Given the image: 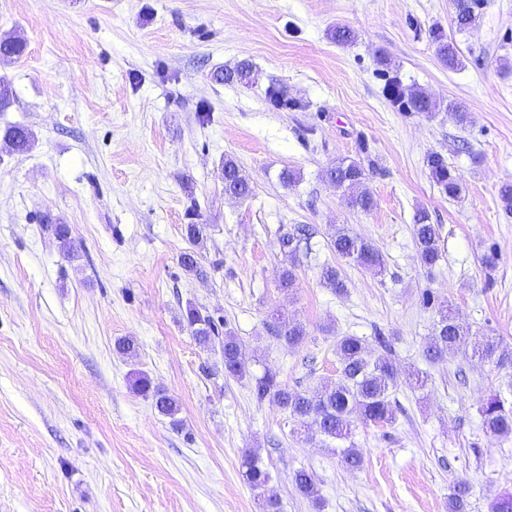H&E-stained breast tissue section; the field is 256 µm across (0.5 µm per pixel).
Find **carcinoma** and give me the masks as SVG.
Wrapping results in <instances>:
<instances>
[{
    "label": "carcinoma",
    "instance_id": "1",
    "mask_svg": "<svg viewBox=\"0 0 512 512\" xmlns=\"http://www.w3.org/2000/svg\"><path fill=\"white\" fill-rule=\"evenodd\" d=\"M453 2L455 27L464 31L476 21L483 0ZM429 38L437 55L448 68L457 69L463 66L456 47L448 40V35L441 27L431 28ZM24 48L23 41L15 36L1 38L0 60L8 62L18 58ZM383 93L390 102L398 105L399 110L410 114L431 118L441 109V103L427 92L403 84L396 76L386 79ZM4 138L18 151L29 150L34 142L31 130L22 125L7 127ZM426 166L430 178L448 197L454 199L461 194L459 179L442 154H429L426 157ZM328 177L336 188L343 190L349 208L359 213H368L374 208L373 196L364 184V160L340 159L329 169ZM224 192L235 198H245L251 192L246 177L231 159L224 161ZM44 229L53 232L66 258L75 257L69 225L46 224ZM310 236V228L299 225L280 236L279 248L295 259L302 244ZM413 239L420 261L426 266H434L441 258L440 226L431 222L430 215L425 210L416 214ZM331 247L337 257L354 265L379 272L384 270L381 253L366 239L345 228L338 229L331 237ZM181 265L185 271L199 278L207 276V271L197 261L192 250L181 255ZM320 278L324 286L335 293L345 291V282L336 267L322 266ZM437 315V333L432 336L426 349V356L431 360L443 357L452 349L467 346L470 335L469 328L456 321L448 306L440 305ZM183 320L199 346L204 349L215 346L220 348L224 376L239 381L251 377L248 366L241 357L238 338L225 328L224 320L216 319L192 304L186 307ZM268 329L290 348L304 344L309 336L304 324L281 315L268 325ZM336 354L339 357L340 370L339 378L335 382L324 383L311 391L290 390L279 381L277 373L267 369L261 376L251 377V388L258 401L267 400L275 404L301 426L316 429L326 439L347 442L348 446L340 450L342 462L355 469L363 463L361 451L351 441L357 423L388 424L395 419L390 390L396 385V370L385 354L374 359L367 358L365 342L358 336L336 337ZM473 355L490 360L499 368H512V347L501 340H489L484 345L473 348ZM133 387L138 393L152 398L154 409L170 419L172 428L178 430L182 427V420L178 418L180 405L174 396L154 386L151 379L143 373L135 377ZM481 416L486 430L512 435V405L506 406V402L500 397L495 395L487 398L481 406ZM244 467L247 483L261 496L262 512H280L277 499L263 496L269 482V472L260 464L259 457L255 454L245 456ZM292 481L295 488L311 501L313 507H318L320 498L313 473L299 469L293 473Z\"/></svg>",
    "mask_w": 512,
    "mask_h": 512
}]
</instances>
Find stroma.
<instances>
[{
  "label": "stroma",
  "instance_id": "35a3bbf8",
  "mask_svg": "<svg viewBox=\"0 0 512 512\" xmlns=\"http://www.w3.org/2000/svg\"><path fill=\"white\" fill-rule=\"evenodd\" d=\"M453 15L452 0H0V36L26 45L0 64L13 91L0 134L20 124L35 136L25 153L0 137V512H259L248 451L281 512H451L460 485L466 512H490L512 495V435L486 431L480 415L491 395L512 401V369L462 351L425 357L437 318L427 292L472 342L512 345V213L498 196L512 183V0H484L464 32ZM339 25L355 44L330 40ZM435 25L464 68L439 60ZM380 52L404 84L465 103L470 124L400 112L383 94ZM242 61L245 80L218 81ZM275 88L298 108H275ZM433 152L458 176V198L431 181ZM364 153L375 206L359 214L326 172ZM228 158L249 197L225 195ZM287 168L300 174L289 186ZM422 208L441 228L431 267L412 237ZM49 218L69 224L75 259L42 231ZM192 222L205 227L204 279L180 264ZM297 224L314 234L294 259L278 238ZM342 227L380 250L383 274L336 257ZM327 263L345 293L322 284ZM190 304L223 317L252 374L273 369L292 390L337 379V337H362L374 355L386 339L398 410L355 428L361 468L225 377L220 351L182 323ZM279 315L306 326L303 346L267 332ZM124 337L137 357L116 351ZM414 369L425 389L408 387ZM137 371L178 399L181 430L133 391ZM300 468L315 475L319 510L292 483Z\"/></svg>",
  "mask_w": 512,
  "mask_h": 512
}]
</instances>
